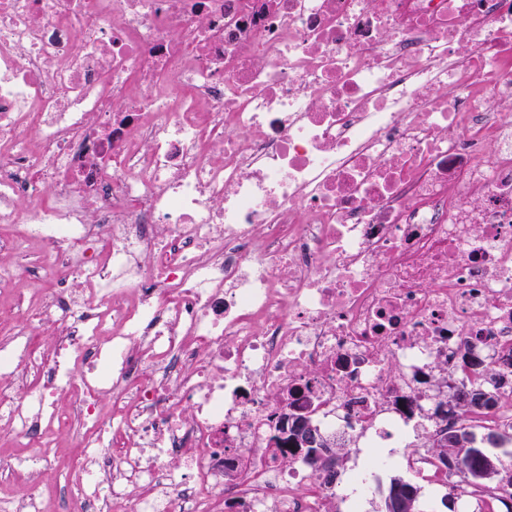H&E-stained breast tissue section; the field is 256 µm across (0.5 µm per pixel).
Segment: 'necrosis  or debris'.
<instances>
[{
	"label": "necrosis or debris",
	"instance_id": "necrosis-or-debris-1",
	"mask_svg": "<svg viewBox=\"0 0 512 512\" xmlns=\"http://www.w3.org/2000/svg\"><path fill=\"white\" fill-rule=\"evenodd\" d=\"M0 224L46 293L0 419L55 512H328L281 414L367 448L512 349V0H0ZM56 438L70 446L68 448H52L57 463V479L53 486L46 491V495L56 502L60 512H66L67 502L76 491L72 483V476L80 467L81 460L77 448L73 446L71 437L59 432Z\"/></svg>",
	"mask_w": 512,
	"mask_h": 512
}]
</instances>
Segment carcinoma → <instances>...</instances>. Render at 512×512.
Returning <instances> with one entry per match:
<instances>
[{"instance_id": "carcinoma-1", "label": "carcinoma", "mask_w": 512, "mask_h": 512, "mask_svg": "<svg viewBox=\"0 0 512 512\" xmlns=\"http://www.w3.org/2000/svg\"><path fill=\"white\" fill-rule=\"evenodd\" d=\"M482 361L467 353L459 365L463 381L461 385L450 389L441 396L440 404L452 409L453 418L438 436L429 440L427 453L436 472H445L448 476L463 474L466 485L475 492L484 493L480 498L485 504L482 512H512V502H507L498 488V481L506 474H512V423L499 425L488 419L496 404V395L484 387V379L501 381L502 376L495 367L484 369L479 375L478 367ZM304 427L297 438L305 442L319 441V447L325 449L327 458L321 462L330 479H336V461L339 455L336 449L341 444L325 437L313 427L307 418H302ZM408 496L410 512H419L418 487L401 477L390 480L384 496V508L381 512H400L399 499Z\"/></svg>"}]
</instances>
